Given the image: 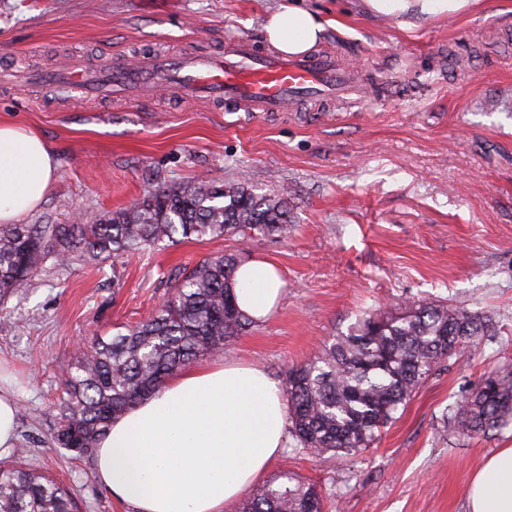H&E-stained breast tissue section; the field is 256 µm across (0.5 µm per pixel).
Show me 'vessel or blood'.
Returning <instances> with one entry per match:
<instances>
[{
	"instance_id": "1",
	"label": "vessel or blood",
	"mask_w": 512,
	"mask_h": 512,
	"mask_svg": "<svg viewBox=\"0 0 512 512\" xmlns=\"http://www.w3.org/2000/svg\"><path fill=\"white\" fill-rule=\"evenodd\" d=\"M105 81L113 96L135 102L152 95L158 84H173L177 93L253 112H284L302 94L324 97L355 92L350 71L325 54L287 57L259 51L246 37L230 39L223 55L207 49L194 54L140 56L135 66L113 64ZM53 82L66 95L81 98L92 89L91 73L78 60L66 62Z\"/></svg>"
}]
</instances>
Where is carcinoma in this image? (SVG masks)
<instances>
[{
  "label": "carcinoma",
  "mask_w": 512,
  "mask_h": 512,
  "mask_svg": "<svg viewBox=\"0 0 512 512\" xmlns=\"http://www.w3.org/2000/svg\"><path fill=\"white\" fill-rule=\"evenodd\" d=\"M288 197L257 194L243 180L153 189L141 201L77 224H0V301L30 282L53 258L64 264L123 259L181 238L254 235L278 238L291 223ZM234 253L209 256L171 278L170 294L147 319L105 340L94 337L62 369L67 398L56 416L55 444L92 458L98 442L131 406L155 394L175 372L224 346L251 326L237 308ZM495 331L492 318L424 301L401 312L365 313L324 352L282 380L290 447L331 459L368 448L381 427L427 380L434 367ZM451 427L468 435L512 423V379L489 372L448 409ZM0 464V512H76L69 491L26 467V449ZM254 489L238 512H324L313 484L294 474Z\"/></svg>",
  "instance_id": "obj_1"
}]
</instances>
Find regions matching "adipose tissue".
<instances>
[{
	"label": "adipose tissue",
	"mask_w": 512,
	"mask_h": 512,
	"mask_svg": "<svg viewBox=\"0 0 512 512\" xmlns=\"http://www.w3.org/2000/svg\"><path fill=\"white\" fill-rule=\"evenodd\" d=\"M366 12L417 20L461 16L482 0H361ZM267 40L283 53L310 51L324 25L312 11L282 6L266 20ZM55 155L25 126L0 122V223L34 210L55 178ZM239 309L262 321L283 282L271 262L236 273ZM286 404L262 368L219 361L173 374L161 390L113 420L95 455L94 478L132 512H226L266 473L287 443ZM468 512H512V448L476 472Z\"/></svg>",
	"instance_id": "adipose-tissue-1"
}]
</instances>
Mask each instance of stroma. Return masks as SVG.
Here are the masks:
<instances>
[{"label":"stroma","mask_w":512,"mask_h":512,"mask_svg":"<svg viewBox=\"0 0 512 512\" xmlns=\"http://www.w3.org/2000/svg\"><path fill=\"white\" fill-rule=\"evenodd\" d=\"M289 0H0V120L37 132L57 170L26 224H72L204 179L287 191V237L192 238L112 261H47L0 305V388L19 402L28 467L71 489L79 512H130L93 477V462L55 447L60 370L82 338L154 313L179 268L221 253L274 263L281 304L205 362L235 360L282 380L365 312L439 300L497 321L469 356L449 358L375 444L343 459L285 450L266 477L317 485L329 512H466L472 476L512 427L453 433L448 406L483 373L512 371V0L407 28L359 0H300L325 23L317 52L358 75L359 93L288 112H235L164 91L127 104L74 101L38 77L70 58L86 66L147 53L224 49Z\"/></svg>","instance_id":"obj_1"}]
</instances>
